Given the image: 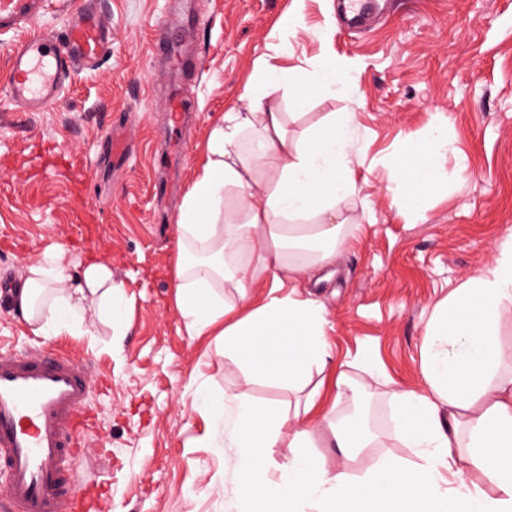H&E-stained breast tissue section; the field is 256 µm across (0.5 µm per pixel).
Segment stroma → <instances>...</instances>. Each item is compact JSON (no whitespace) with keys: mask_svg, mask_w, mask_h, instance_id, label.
Instances as JSON below:
<instances>
[{"mask_svg":"<svg viewBox=\"0 0 512 512\" xmlns=\"http://www.w3.org/2000/svg\"><path fill=\"white\" fill-rule=\"evenodd\" d=\"M102 2L112 44L98 66L76 71L50 110L0 100V349H60L90 363L93 425L75 466L98 465V512H240L237 450L212 441L206 399L227 389L283 407L297 398L276 383L244 384L213 337L191 335L172 274L200 146L269 54L301 80L325 55L349 75L288 121L297 135L325 113L356 115L360 191L344 211L347 238L301 288L330 323L329 373L371 391L372 455L410 459L389 394L423 390L434 306L512 232V0H386L366 31L343 26L338 0ZM291 12L304 24L293 36L279 26ZM165 14L176 24L157 60L152 28ZM170 101L189 114L173 130ZM439 125L440 181L414 214L401 206L397 164ZM59 245L68 263L111 260L125 285L121 321L94 311L87 334L40 336L11 311L8 286Z\"/></svg>","mask_w":512,"mask_h":512,"instance_id":"stroma-1","label":"stroma"}]
</instances>
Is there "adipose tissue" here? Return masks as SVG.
I'll return each instance as SVG.
<instances>
[{"instance_id": "obj_1", "label": "adipose tissue", "mask_w": 512, "mask_h": 512, "mask_svg": "<svg viewBox=\"0 0 512 512\" xmlns=\"http://www.w3.org/2000/svg\"><path fill=\"white\" fill-rule=\"evenodd\" d=\"M287 68L260 60L238 105L207 136L204 162L177 216L174 282L188 330L217 337L241 365L245 383L258 379L299 391L312 369L331 360L320 306L285 291V279L330 263L345 241L341 206L357 191L352 169L355 113L328 114L300 136L288 131L285 92L298 95ZM448 143L434 128L413 148L405 170L412 190L406 207L420 211L438 183L430 156ZM55 248L28 264L11 290L14 310L35 334L81 326L95 307L121 319L123 284L103 258L65 265ZM236 289L241 301L220 291ZM264 298L249 303L251 291ZM512 319V234L491 263L434 308L427 325L421 373L424 392L392 391L397 432L417 458L413 465L381 456L361 477L329 467L314 451L327 430L337 447L361 453L374 435L358 418L315 416L317 393L302 406L259 404L228 391L211 399L212 436L231 434L243 512H512V347L500 329ZM287 435L289 457L270 478L261 451Z\"/></svg>"}]
</instances>
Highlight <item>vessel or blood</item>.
<instances>
[{"instance_id": "vessel-or-blood-1", "label": "vessel or blood", "mask_w": 512, "mask_h": 512, "mask_svg": "<svg viewBox=\"0 0 512 512\" xmlns=\"http://www.w3.org/2000/svg\"><path fill=\"white\" fill-rule=\"evenodd\" d=\"M352 25L371 18L370 0H343ZM50 0H0V32L34 25ZM70 18L62 34L43 31L9 49L5 96L25 112L54 106L78 68L102 59L110 32L95 0H66ZM92 387L87 361L44 351L0 352V488L5 512H73L81 483L70 470L87 425L84 414Z\"/></svg>"}]
</instances>
